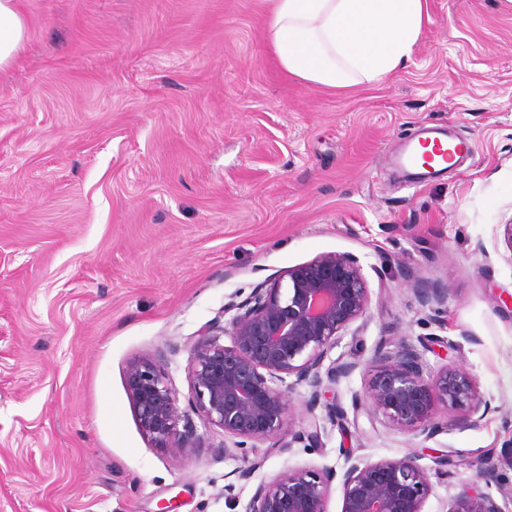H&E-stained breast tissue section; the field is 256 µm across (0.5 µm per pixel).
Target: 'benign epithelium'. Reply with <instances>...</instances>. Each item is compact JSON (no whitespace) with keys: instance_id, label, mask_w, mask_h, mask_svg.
Returning <instances> with one entry per match:
<instances>
[{"instance_id":"obj_1","label":"benign epithelium","mask_w":512,"mask_h":512,"mask_svg":"<svg viewBox=\"0 0 512 512\" xmlns=\"http://www.w3.org/2000/svg\"><path fill=\"white\" fill-rule=\"evenodd\" d=\"M287 277L286 286L283 278L270 277L243 300L225 304L229 326L213 324L200 332L190 346L188 407H180L165 370L180 351L178 344L168 343L128 364L126 383L141 429L156 447L180 457L193 455L198 448L195 414L204 426L223 432L226 455L233 448L245 450L250 442L289 448L305 441L313 448L323 429L319 420L298 432L289 422V393L298 386L309 393V414L322 405L327 420L336 422V402L327 400L326 393L356 363L337 358L326 366L324 361L352 325L367 317L370 292L359 258L321 255L288 271ZM414 292L419 305L431 310L446 305L450 295L448 287L424 281ZM226 335L228 345L221 343ZM364 403L392 424L426 438L436 432L434 418L440 410L458 413L470 425L489 411L469 372L451 363L428 369L422 353L402 339L394 351L376 349ZM419 460L418 453L377 461L349 455L340 474L289 469L261 482L243 512H327L336 479L342 512H423L432 485ZM435 461L441 473L462 486L448 512H503L490 494L477 490L478 480L493 476L492 460L481 463L471 476L459 472L449 455Z\"/></svg>"}]
</instances>
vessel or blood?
<instances>
[{"label":"vessel or blood","mask_w":512,"mask_h":512,"mask_svg":"<svg viewBox=\"0 0 512 512\" xmlns=\"http://www.w3.org/2000/svg\"><path fill=\"white\" fill-rule=\"evenodd\" d=\"M448 132L446 129L422 126L419 127L414 135L416 141L415 146L402 149L397 156L399 167L410 177L411 181L416 184L424 183L437 175L439 168H425L423 161L431 156L447 157V155H455L461 158L467 156L473 151V144L466 139L458 140L454 148H447L444 144Z\"/></svg>","instance_id":"vessel-or-blood-1"}]
</instances>
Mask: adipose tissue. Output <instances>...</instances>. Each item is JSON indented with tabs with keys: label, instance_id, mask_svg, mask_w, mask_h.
Returning <instances> with one entry per match:
<instances>
[{
	"label": "adipose tissue",
	"instance_id": "ef3b65f1",
	"mask_svg": "<svg viewBox=\"0 0 512 512\" xmlns=\"http://www.w3.org/2000/svg\"><path fill=\"white\" fill-rule=\"evenodd\" d=\"M425 0H270L266 41L291 78L332 90L382 82L417 44ZM27 36L18 0H0V67Z\"/></svg>",
	"mask_w": 512,
	"mask_h": 512
}]
</instances>
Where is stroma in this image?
<instances>
[{
	"label": "stroma",
	"instance_id": "obj_1",
	"mask_svg": "<svg viewBox=\"0 0 512 512\" xmlns=\"http://www.w3.org/2000/svg\"><path fill=\"white\" fill-rule=\"evenodd\" d=\"M27 38L0 69V512H241L287 469L422 448L498 465L485 490L512 512V0H426L412 56L345 92L288 78L268 52L269 0H20ZM423 125L474 155L426 184L392 162ZM359 258L369 321L331 358L355 362L321 447L251 454L237 479L222 431L195 456L154 447L125 370L166 343L181 401L189 345L232 294L322 254ZM438 281L447 305L414 288ZM438 337L490 410L439 412L431 439L368 407L376 346ZM235 483L236 499L224 496ZM414 292L419 305L424 309L428 308L431 310L445 306L450 295L448 287L424 281L418 283L417 288H414Z\"/></svg>",
	"mask_w": 512,
	"mask_h": 512
}]
</instances>
